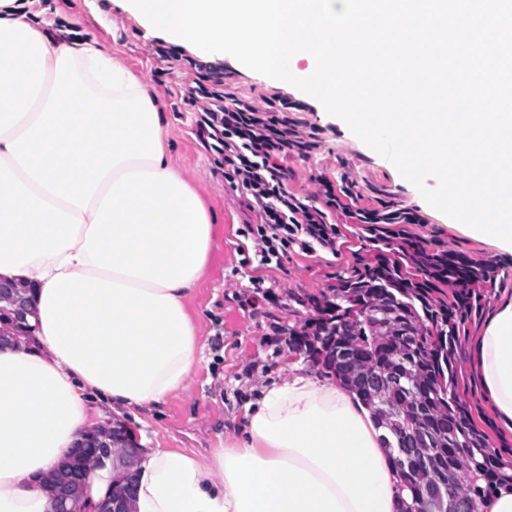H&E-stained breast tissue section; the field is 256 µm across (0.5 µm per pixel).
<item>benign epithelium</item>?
Masks as SVG:
<instances>
[{"mask_svg":"<svg viewBox=\"0 0 512 512\" xmlns=\"http://www.w3.org/2000/svg\"><path fill=\"white\" fill-rule=\"evenodd\" d=\"M33 313L29 289L0 281V343L17 341V332L28 327L27 316ZM139 453V444L122 431V426L110 420L86 432L75 448L65 456L53 472L51 492L54 512H78L86 473L90 467L106 459H117L125 470L119 479L125 489L109 492L95 504L92 512H130L133 489L130 468ZM433 512H477V506H463L452 493V483L440 480L423 492Z\"/></svg>","mask_w":512,"mask_h":512,"instance_id":"obj_1","label":"benign epithelium"}]
</instances>
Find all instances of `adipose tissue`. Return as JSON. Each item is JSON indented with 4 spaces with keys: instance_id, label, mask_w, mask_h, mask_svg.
I'll use <instances>...</instances> for the list:
<instances>
[{
    "instance_id": "obj_1",
    "label": "adipose tissue",
    "mask_w": 512,
    "mask_h": 512,
    "mask_svg": "<svg viewBox=\"0 0 512 512\" xmlns=\"http://www.w3.org/2000/svg\"><path fill=\"white\" fill-rule=\"evenodd\" d=\"M214 225L165 157L148 87L97 41L0 0V279L29 286L32 339L0 346V512H52L48 477L110 407L183 389L198 340L186 299ZM512 428V300L472 348ZM203 457L144 448L133 512H405L383 429L336 376L300 366Z\"/></svg>"
}]
</instances>
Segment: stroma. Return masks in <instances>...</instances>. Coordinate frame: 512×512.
<instances>
[{
  "mask_svg": "<svg viewBox=\"0 0 512 512\" xmlns=\"http://www.w3.org/2000/svg\"><path fill=\"white\" fill-rule=\"evenodd\" d=\"M34 8L46 21H68L83 37L96 40L159 97L168 153L216 216L208 269L188 301L199 341L195 369L185 388L158 408L120 416L128 428L144 432L151 447L210 454L238 435L246 403L285 375L289 364L317 375L310 361L288 350L289 326L309 316L308 309L297 308L293 297L321 294L337 277L361 269L363 241L346 209L408 210L419 218L410 225V233L429 248L462 252L504 267L503 287L485 298L482 312L469 322L463 348H470L484 323L512 298V254L452 225L450 217L431 207L391 161L366 145L342 119L328 114L318 100L291 84L249 70L231 56L201 57L189 47L164 42L148 34L114 0H35ZM160 45L169 50V58L156 54ZM197 82L218 86L228 106L243 98L287 101L289 117L316 135L317 148L286 162L287 186L326 210L337 228L335 250H295L278 268L256 270L245 263L253 242L241 231L244 225L257 223V214L225 183L221 157L206 150L196 136V108L188 89ZM326 181L338 195L337 205L326 203L322 187ZM256 276L272 286L275 298L254 306L251 280ZM467 398L491 447L512 449V429L483 401L477 385H470Z\"/></svg>",
  "mask_w": 512,
  "mask_h": 512,
  "instance_id": "stroma-1",
  "label": "stroma"
}]
</instances>
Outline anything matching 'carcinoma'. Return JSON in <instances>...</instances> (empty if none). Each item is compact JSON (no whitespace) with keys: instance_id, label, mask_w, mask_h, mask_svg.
I'll return each instance as SVG.
<instances>
[{"instance_id":"cac0c4a2","label":"carcinoma","mask_w":512,"mask_h":512,"mask_svg":"<svg viewBox=\"0 0 512 512\" xmlns=\"http://www.w3.org/2000/svg\"><path fill=\"white\" fill-rule=\"evenodd\" d=\"M361 232L370 248L363 270L319 295L294 297L315 315L288 327V349L331 369L338 327H347L354 359L333 369L391 435L387 446L399 448L398 437L410 429L427 435L424 463L410 468L393 457L413 496L407 512H421L425 485L450 473L459 500L478 504L512 489V456L490 448L461 387V336L497 288L499 266L430 250L402 228L363 224ZM443 287L451 290L444 299L437 296Z\"/></svg>"}]
</instances>
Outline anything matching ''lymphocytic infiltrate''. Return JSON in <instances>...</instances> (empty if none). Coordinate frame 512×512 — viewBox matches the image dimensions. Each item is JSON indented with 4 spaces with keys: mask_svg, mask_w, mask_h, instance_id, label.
<instances>
[{
    "mask_svg": "<svg viewBox=\"0 0 512 512\" xmlns=\"http://www.w3.org/2000/svg\"><path fill=\"white\" fill-rule=\"evenodd\" d=\"M197 107L196 136L209 151L223 158L224 179L244 194L259 221L242 234L254 243L258 267L282 262L292 250L335 247L336 227L325 211L289 192L283 162L314 148L308 134L288 118L287 105L271 101H236L223 106L224 95L204 84L193 89Z\"/></svg>",
    "mask_w": 512,
    "mask_h": 512,
    "instance_id": "lymphocytic-infiltrate-1",
    "label": "lymphocytic infiltrate"
}]
</instances>
